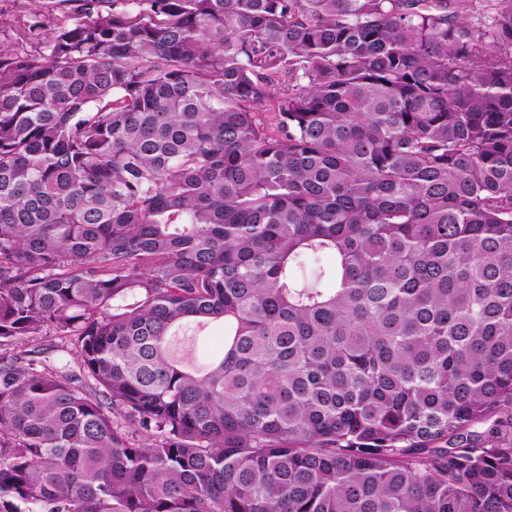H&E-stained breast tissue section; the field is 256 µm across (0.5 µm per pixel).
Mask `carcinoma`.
Returning <instances> with one entry per match:
<instances>
[{
    "label": "carcinoma",
    "instance_id": "cac0c4a2",
    "mask_svg": "<svg viewBox=\"0 0 512 512\" xmlns=\"http://www.w3.org/2000/svg\"><path fill=\"white\" fill-rule=\"evenodd\" d=\"M49 8L0 45V512H512V0ZM185 338L177 346V355L187 360L193 356L199 362L205 350L224 347V329L219 323H209L204 327L191 326L184 332Z\"/></svg>",
    "mask_w": 512,
    "mask_h": 512
}]
</instances>
